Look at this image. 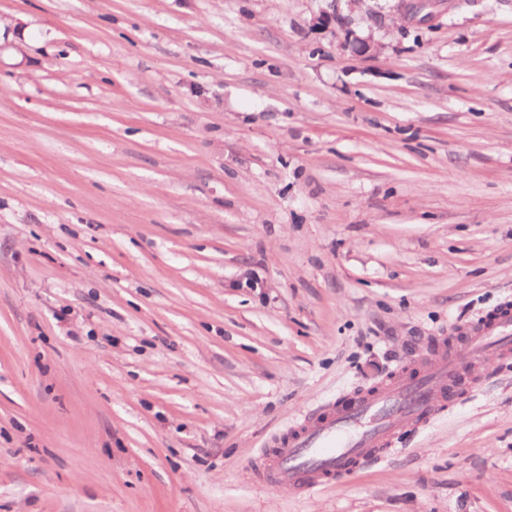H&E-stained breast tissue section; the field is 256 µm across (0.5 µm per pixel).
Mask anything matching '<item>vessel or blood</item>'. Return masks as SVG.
<instances>
[{"label": "vessel or blood", "mask_w": 512, "mask_h": 512, "mask_svg": "<svg viewBox=\"0 0 512 512\" xmlns=\"http://www.w3.org/2000/svg\"><path fill=\"white\" fill-rule=\"evenodd\" d=\"M462 333L464 348H442L417 371L395 375L350 401L329 404L275 440L259 481L302 494L379 458L397 430L457 399L466 366L512 351V311L494 312Z\"/></svg>", "instance_id": "b4317fda"}]
</instances>
